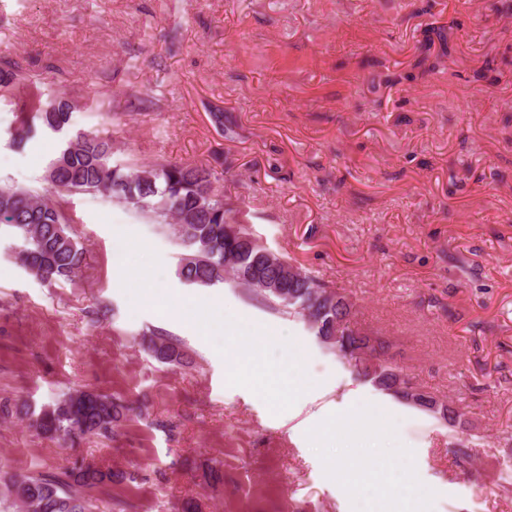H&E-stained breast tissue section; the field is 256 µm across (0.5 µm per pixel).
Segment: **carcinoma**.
I'll use <instances>...</instances> for the list:
<instances>
[{
    "mask_svg": "<svg viewBox=\"0 0 512 512\" xmlns=\"http://www.w3.org/2000/svg\"><path fill=\"white\" fill-rule=\"evenodd\" d=\"M20 66L0 63V91L11 92L21 82ZM74 104L54 96L32 107L33 118L11 134L12 144L22 148L34 137L36 128L61 138L44 179L56 192L99 194L114 199L146 216L152 223L174 234L184 250L177 275L189 285L214 286L224 283V263L243 284L255 281L288 283V298L264 291L262 302L288 316L304 317L309 310L313 334H333L336 321L353 315V303L340 291L305 271L288 280L291 263L257 244L245 226L241 236L224 235L228 223H240L238 209L213 186L212 169L173 163H158L148 170L154 181L141 186V170L130 159L112 163V143L92 133L71 132ZM72 219L60 203L45 193L14 185L0 186V224L13 229L21 241L16 258L32 276L48 284L70 280L81 271L86 251L74 238ZM144 349L162 364H180L183 353L177 345L150 337ZM137 407L117 398L89 390L67 392L36 410L22 404L19 412L50 439L105 436ZM123 473L90 464L73 462L57 473L12 476L4 481V498L15 512H88V501L80 489L105 482H120Z\"/></svg>",
    "mask_w": 512,
    "mask_h": 512,
    "instance_id": "obj_1",
    "label": "carcinoma"
}]
</instances>
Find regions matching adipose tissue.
Returning <instances> with one entry per match:
<instances>
[{
  "instance_id": "obj_1",
  "label": "adipose tissue",
  "mask_w": 512,
  "mask_h": 512,
  "mask_svg": "<svg viewBox=\"0 0 512 512\" xmlns=\"http://www.w3.org/2000/svg\"><path fill=\"white\" fill-rule=\"evenodd\" d=\"M225 354L227 364L225 376L230 383L247 386L257 397L279 405L281 399L296 400L307 393L306 383L286 384L284 372L296 373L306 362L302 348L286 350L282 362L284 372L273 370L263 359L261 352L272 344L273 339L265 329L255 325H243L241 317L224 319ZM378 424L375 412L352 407L350 411L325 409L313 415L306 423V433L328 440L335 438L338 427H345L347 438L353 439L363 433L372 432ZM328 476L339 484L350 485L355 494H389L400 504L399 512H421L422 495L413 491L409 480V469L402 459L387 460L373 455L357 459L355 470H348L337 458H326Z\"/></svg>"
}]
</instances>
